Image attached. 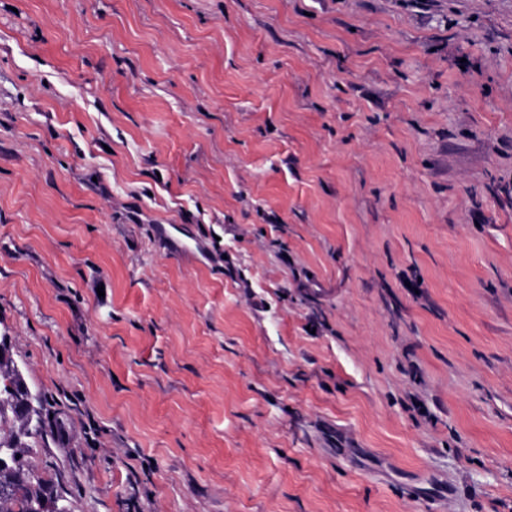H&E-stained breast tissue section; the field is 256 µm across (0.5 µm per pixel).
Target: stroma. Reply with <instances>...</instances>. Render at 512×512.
Here are the masks:
<instances>
[{
  "mask_svg": "<svg viewBox=\"0 0 512 512\" xmlns=\"http://www.w3.org/2000/svg\"><path fill=\"white\" fill-rule=\"evenodd\" d=\"M1 332L72 512H512V0H0Z\"/></svg>",
  "mask_w": 512,
  "mask_h": 512,
  "instance_id": "obj_1",
  "label": "stroma"
}]
</instances>
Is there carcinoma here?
I'll list each match as a JSON object with an SVG mask.
<instances>
[{
    "instance_id": "obj_1",
    "label": "carcinoma",
    "mask_w": 512,
    "mask_h": 512,
    "mask_svg": "<svg viewBox=\"0 0 512 512\" xmlns=\"http://www.w3.org/2000/svg\"><path fill=\"white\" fill-rule=\"evenodd\" d=\"M0 334V512H71L52 479L37 475L28 456L49 447L54 419L45 400L29 390Z\"/></svg>"
}]
</instances>
